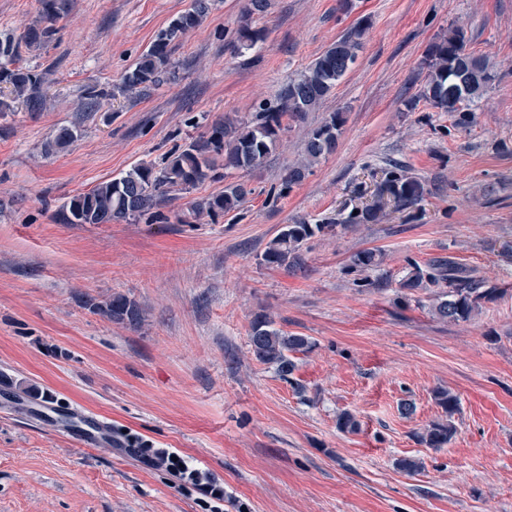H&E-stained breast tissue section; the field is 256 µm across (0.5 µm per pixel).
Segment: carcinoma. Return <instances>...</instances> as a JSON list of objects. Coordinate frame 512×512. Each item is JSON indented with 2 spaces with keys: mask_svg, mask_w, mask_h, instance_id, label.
Masks as SVG:
<instances>
[{
  "mask_svg": "<svg viewBox=\"0 0 512 512\" xmlns=\"http://www.w3.org/2000/svg\"><path fill=\"white\" fill-rule=\"evenodd\" d=\"M70 0H42L41 20L30 25L19 37L0 35V85L10 89L15 100L23 101L31 110L43 103V82L34 70L18 65L20 47L40 49L55 33L51 23L67 14ZM268 8L267 0H248L239 40L255 45L262 36L251 28L249 20ZM210 10V0H193L187 12L173 19L122 76L121 89L146 95L151 89L176 80L172 62L173 50L180 38L198 26ZM368 26L362 20L351 27L321 55L314 59L298 77L288 80L277 92L275 102L267 104L250 122H216L211 134L173 148L161 165L143 161L133 165L118 177L98 183L89 191L71 197L60 209L64 224H110L114 221L145 219L165 222L167 216L159 210L162 200L173 191H187L209 180L227 177L220 170L253 171L274 151L284 132L282 118L303 120L308 112L327 99L336 85L351 70L357 51ZM429 73L424 96L437 108L453 112L459 106H470L480 99L493 79L487 59L466 50L464 32L458 28L433 43L427 53ZM342 116L332 112L319 126L313 128L305 143V161L291 167L282 180L278 195L288 192L301 182L309 166L331 154L341 133ZM426 189L407 168L393 164L377 183L370 204L339 213L337 218H325L318 224L298 221L286 225L270 242L263 254L268 265L298 267L302 265V248L318 233L344 231L357 224L378 221L385 207L400 212L417 206ZM250 191L244 184L230 182L224 191L194 205L181 223L203 215L215 217L240 208ZM407 274L399 287L409 290L434 289L431 311L441 320L460 322L470 320L479 312L482 302L497 295L498 289L489 281L451 257H434L424 264L405 258ZM380 254L363 250L352 258L350 268L365 272L379 267ZM106 313L115 321L136 323L140 319L137 305L123 295H115L106 306ZM251 351L262 364L275 368L288 378L294 370L291 354L310 348L304 336L288 335L274 326L266 314L257 315L249 334ZM435 403L446 418L429 424L417 435L418 442L429 448H443L455 433L452 416L459 399L447 389L434 392Z\"/></svg>",
  "mask_w": 512,
  "mask_h": 512,
  "instance_id": "obj_1",
  "label": "carcinoma"
}]
</instances>
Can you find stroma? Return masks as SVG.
<instances>
[{
	"mask_svg": "<svg viewBox=\"0 0 512 512\" xmlns=\"http://www.w3.org/2000/svg\"><path fill=\"white\" fill-rule=\"evenodd\" d=\"M192 0H73L51 43L19 62L45 77V104L0 116V512H210L206 499L132 452L135 437L206 471L224 512H512V0H270L239 48L247 0H211L174 60L177 81L134 99L121 77ZM352 69L305 120L289 121L239 210L178 223L220 194L209 180L169 193L150 224H63L72 196L146 160L161 162L215 121H251L263 102L360 19ZM486 57L495 79L467 125L422 95L425 55L449 28ZM105 91L80 109L88 87ZM344 118L335 152L287 195L273 196L308 132ZM76 133L48 151L60 127ZM427 193L377 224L318 234L304 264L264 263L284 225L360 204L387 160ZM384 261L355 285L353 255ZM450 255L499 290L466 322L430 311L431 293L399 282L406 257ZM125 295L136 324L101 307ZM308 337L281 377L249 345L256 315ZM459 398L446 447L417 433ZM411 411H404V404ZM111 445H77L83 413ZM351 413L359 427L341 431ZM402 458L418 471L399 469Z\"/></svg>",
	"mask_w": 512,
	"mask_h": 512,
	"instance_id": "stroma-1",
	"label": "stroma"
}]
</instances>
